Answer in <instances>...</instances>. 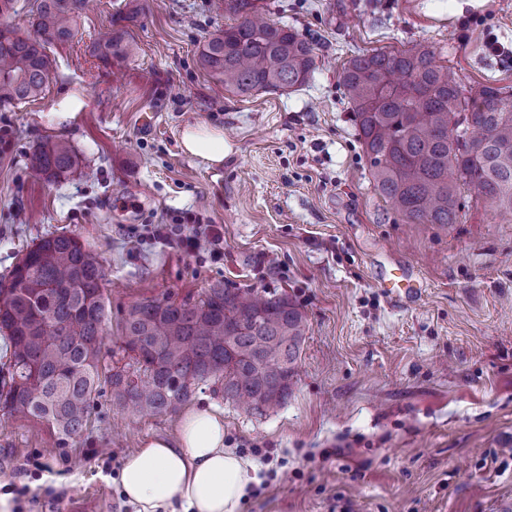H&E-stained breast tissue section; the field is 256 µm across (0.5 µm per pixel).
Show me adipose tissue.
Returning a JSON list of instances; mask_svg holds the SVG:
<instances>
[{"label": "adipose tissue", "mask_w": 512, "mask_h": 512, "mask_svg": "<svg viewBox=\"0 0 512 512\" xmlns=\"http://www.w3.org/2000/svg\"><path fill=\"white\" fill-rule=\"evenodd\" d=\"M190 156L219 164L223 133L198 125L182 137ZM257 467L224 445V417L214 408H188L176 438H152L126 455L119 488L133 512H241Z\"/></svg>", "instance_id": "ef3b65f1"}]
</instances>
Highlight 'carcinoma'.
<instances>
[{
  "label": "carcinoma",
  "instance_id": "carcinoma-1",
  "mask_svg": "<svg viewBox=\"0 0 512 512\" xmlns=\"http://www.w3.org/2000/svg\"><path fill=\"white\" fill-rule=\"evenodd\" d=\"M258 0H224L236 23L199 50L224 88L248 95L293 91L315 68L314 47L296 31L256 16ZM85 0H34L32 33L0 28V105L38 98L52 60L47 48L75 37ZM107 57L131 51L126 31L99 34ZM346 98L374 187L417 224H457L461 190L512 213V95L486 83L464 94L454 74L414 47L351 58ZM32 168L48 180L76 169L63 138L37 142ZM100 255L77 237L41 239L0 289V332L9 345L0 409L77 436L98 393L105 355L129 358L112 373V403L147 414L173 412L211 382L224 399L261 413L288 398L306 318L286 297L216 284L195 302L146 300L127 311L115 347L103 351L107 297Z\"/></svg>",
  "mask_w": 512,
  "mask_h": 512
}]
</instances>
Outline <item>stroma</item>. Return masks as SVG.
I'll return each instance as SVG.
<instances>
[{"instance_id": "obj_1", "label": "stroma", "mask_w": 512, "mask_h": 512, "mask_svg": "<svg viewBox=\"0 0 512 512\" xmlns=\"http://www.w3.org/2000/svg\"><path fill=\"white\" fill-rule=\"evenodd\" d=\"M126 2L90 0L73 41L48 51L45 92L0 106V288L30 247L65 233L105 265L110 347L137 302H192L217 283L287 295L307 331L286 402L253 413L209 386L190 400L223 413L227 447L271 457L276 477L243 512H500L512 502V216L472 190L456 224L397 213L373 187L341 70L422 43L464 89L512 91V0H260L313 45L316 70L300 90L249 96L198 64L232 22L218 0H138L133 54L102 58L94 40ZM67 97L81 107L56 122ZM196 125L223 132V163L183 152ZM45 137L70 142L73 173L34 176ZM150 224L222 225L221 255L146 240ZM396 264L409 296L379 286ZM177 418L113 407L106 382L64 444L0 411V480L29 487L20 512H131L121 461L173 436Z\"/></svg>"}]
</instances>
